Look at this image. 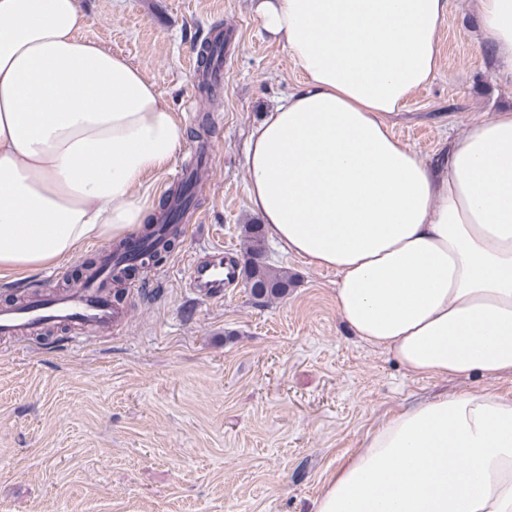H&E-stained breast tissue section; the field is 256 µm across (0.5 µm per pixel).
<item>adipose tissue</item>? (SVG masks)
Wrapping results in <instances>:
<instances>
[{
  "instance_id": "ef3b65f1",
  "label": "adipose tissue",
  "mask_w": 512,
  "mask_h": 512,
  "mask_svg": "<svg viewBox=\"0 0 512 512\" xmlns=\"http://www.w3.org/2000/svg\"><path fill=\"white\" fill-rule=\"evenodd\" d=\"M512 67V0H477ZM303 81L252 132L249 201L336 271L364 342L420 377L512 373V111L428 167L387 119L435 77L448 0H254ZM77 0H0V271L141 223L133 189L185 129L154 83L80 32ZM315 512H512V399L442 395L384 420Z\"/></svg>"
}]
</instances>
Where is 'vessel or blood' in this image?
I'll return each instance as SVG.
<instances>
[{"label":"vessel or blood","mask_w":512,"mask_h":512,"mask_svg":"<svg viewBox=\"0 0 512 512\" xmlns=\"http://www.w3.org/2000/svg\"><path fill=\"white\" fill-rule=\"evenodd\" d=\"M190 185L189 173L164 190L167 206L151 231H135L116 245L99 248L94 264L87 270L84 288L47 292L30 287L23 300L0 304V338L39 336L60 332V345L73 344L70 330L85 334L110 330L121 321L125 308L114 296L117 285L139 263L170 239L188 236L195 215L185 206L183 191ZM239 279L235 268L224 265L223 248L192 257L187 281L200 300L223 297L226 288Z\"/></svg>","instance_id":"obj_1"}]
</instances>
